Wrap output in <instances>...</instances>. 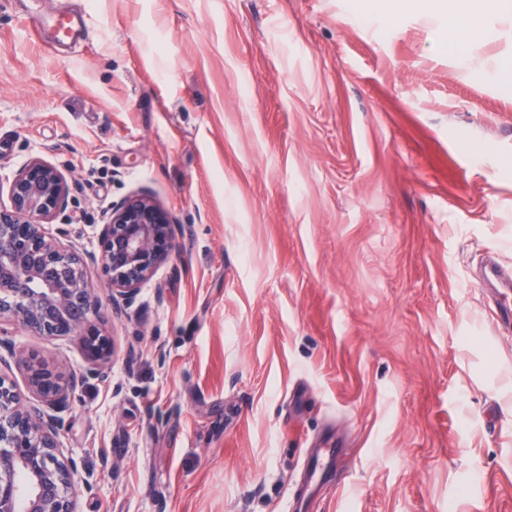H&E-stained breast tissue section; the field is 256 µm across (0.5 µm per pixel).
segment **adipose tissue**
<instances>
[{"label": "adipose tissue", "instance_id": "adipose-tissue-1", "mask_svg": "<svg viewBox=\"0 0 512 512\" xmlns=\"http://www.w3.org/2000/svg\"><path fill=\"white\" fill-rule=\"evenodd\" d=\"M375 11L408 10L447 21L448 49L465 53L484 38V17L489 13L512 17V0H373Z\"/></svg>", "mask_w": 512, "mask_h": 512}]
</instances>
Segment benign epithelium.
<instances>
[{"label": "benign epithelium", "mask_w": 512, "mask_h": 512, "mask_svg": "<svg viewBox=\"0 0 512 512\" xmlns=\"http://www.w3.org/2000/svg\"><path fill=\"white\" fill-rule=\"evenodd\" d=\"M70 186L54 166L30 157L9 185V205L0 204V347H8V317L39 336L77 334L96 313L83 275L82 258L44 225L68 219ZM102 264L112 286V305H132L156 268L177 250L173 225L157 204L134 195L112 207L100 230ZM106 340H91L98 361ZM31 391L39 404H24L0 378V512H74L69 497L74 470L56 456V437L68 405L59 375L25 361Z\"/></svg>", "instance_id": "obj_1"}]
</instances>
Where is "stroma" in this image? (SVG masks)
Segmentation results:
<instances>
[{"instance_id":"1","label":"stroma","mask_w":512,"mask_h":512,"mask_svg":"<svg viewBox=\"0 0 512 512\" xmlns=\"http://www.w3.org/2000/svg\"><path fill=\"white\" fill-rule=\"evenodd\" d=\"M61 10L88 34L56 48ZM486 27L457 58L363 0H0V183L65 176L97 301L82 335L15 326L0 376L70 379L76 512H289L335 432L314 512H512V332L474 282L512 268V19ZM134 194L178 251L116 309L99 231Z\"/></svg>"}]
</instances>
